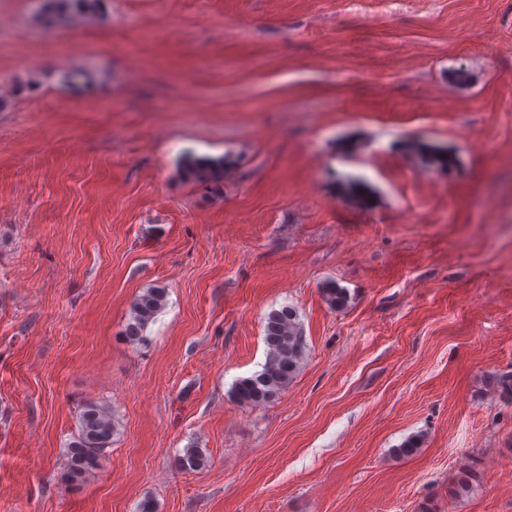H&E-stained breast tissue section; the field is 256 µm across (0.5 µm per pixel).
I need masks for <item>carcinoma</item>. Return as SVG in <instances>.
<instances>
[{
  "label": "carcinoma",
  "mask_w": 512,
  "mask_h": 512,
  "mask_svg": "<svg viewBox=\"0 0 512 512\" xmlns=\"http://www.w3.org/2000/svg\"><path fill=\"white\" fill-rule=\"evenodd\" d=\"M102 0H42L39 18L51 28L64 17L84 20L97 16ZM226 157L188 155L181 163L184 179L206 189H216L224 181ZM321 294L334 311H341L349 303L347 289L334 281L323 284ZM167 288L156 286L137 295L131 303L124 336L129 343L146 347L151 343L147 329L155 322L167 305ZM266 359L261 369L239 378L231 388L232 398L241 405L260 406L276 399L301 368L306 354L298 312L285 305L270 311L264 324ZM117 426L112 408L96 400L85 401L79 409L78 426L64 454L60 480L74 485L86 480L107 459ZM175 466L186 472H201L209 460L204 451L191 444L174 461ZM479 486L478 475L470 465L462 466L448 495L462 498Z\"/></svg>",
  "instance_id": "carcinoma-1"
}]
</instances>
